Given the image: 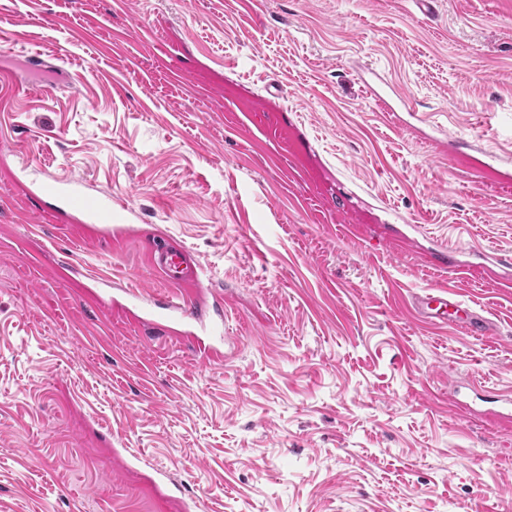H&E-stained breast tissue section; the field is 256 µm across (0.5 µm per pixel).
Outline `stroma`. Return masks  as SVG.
Returning a JSON list of instances; mask_svg holds the SVG:
<instances>
[{"label": "stroma", "mask_w": 512, "mask_h": 512, "mask_svg": "<svg viewBox=\"0 0 512 512\" xmlns=\"http://www.w3.org/2000/svg\"><path fill=\"white\" fill-rule=\"evenodd\" d=\"M435 9L0 0V512H512V288L430 263L512 250V188L409 114L512 169V0ZM273 81L276 143L224 111ZM23 163L128 207L138 240L26 199ZM159 235L223 297V362L90 300V269L166 290ZM431 284L490 335L424 319ZM460 248L439 247L432 256V264L436 267L447 268L463 273H472L477 268H483L482 263H473L460 260Z\"/></svg>", "instance_id": "35a3bbf8"}]
</instances>
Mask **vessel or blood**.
<instances>
[{
	"label": "vessel or blood",
	"instance_id": "b4317fda",
	"mask_svg": "<svg viewBox=\"0 0 512 512\" xmlns=\"http://www.w3.org/2000/svg\"><path fill=\"white\" fill-rule=\"evenodd\" d=\"M224 109L240 113L242 124L255 127L266 137H277L282 132L279 123L270 120L269 109L264 102L247 105L229 98ZM16 181L23 185L27 196L45 195L53 199L56 215L66 218L69 223L101 225L103 231L120 244L127 243L134 232L133 225L113 223L111 197L87 194L81 180L65 178L50 183L40 182L31 179L30 168L24 164L19 168ZM460 255V249L441 247L435 250L432 263L456 272L475 270V263L461 260ZM149 262L151 269L167 283L178 287L177 298H148L126 287L121 298L112 299L113 310L125 313L133 322L151 323L170 335L191 340L203 361H223L224 322L213 319L204 302L203 283L207 278L204 268L192 262L186 249L158 244L152 247ZM417 308L430 319H444L449 311H456L461 326L472 336H485L490 332L485 317L464 306L456 294L443 289H433L418 297Z\"/></svg>",
	"mask_w": 512,
	"mask_h": 512
}]
</instances>
